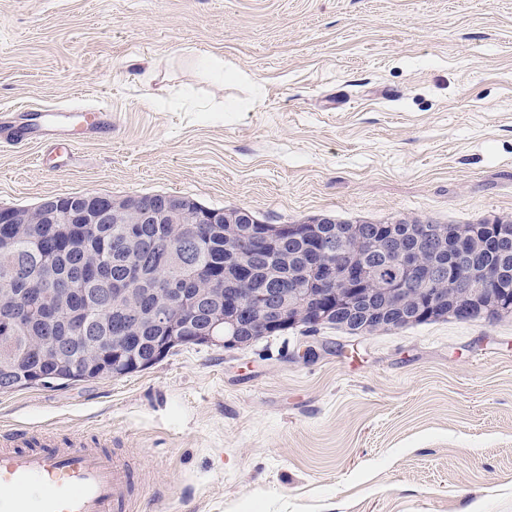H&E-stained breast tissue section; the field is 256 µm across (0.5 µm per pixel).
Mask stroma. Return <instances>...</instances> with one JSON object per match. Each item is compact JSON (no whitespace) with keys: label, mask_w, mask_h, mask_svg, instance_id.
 <instances>
[{"label":"stroma","mask_w":512,"mask_h":512,"mask_svg":"<svg viewBox=\"0 0 512 512\" xmlns=\"http://www.w3.org/2000/svg\"><path fill=\"white\" fill-rule=\"evenodd\" d=\"M90 107L111 137L39 135ZM76 194L512 218V0H0V207ZM16 424L143 449L145 512H512V315L188 344Z\"/></svg>","instance_id":"35a3bbf8"}]
</instances>
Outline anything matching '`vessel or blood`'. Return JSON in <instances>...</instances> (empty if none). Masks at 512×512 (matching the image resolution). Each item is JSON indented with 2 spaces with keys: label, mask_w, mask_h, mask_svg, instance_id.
Masks as SVG:
<instances>
[{
  "label": "vessel or blood",
  "mask_w": 512,
  "mask_h": 512,
  "mask_svg": "<svg viewBox=\"0 0 512 512\" xmlns=\"http://www.w3.org/2000/svg\"><path fill=\"white\" fill-rule=\"evenodd\" d=\"M136 462L76 429L0 427V512H139Z\"/></svg>",
  "instance_id": "obj_1"
}]
</instances>
